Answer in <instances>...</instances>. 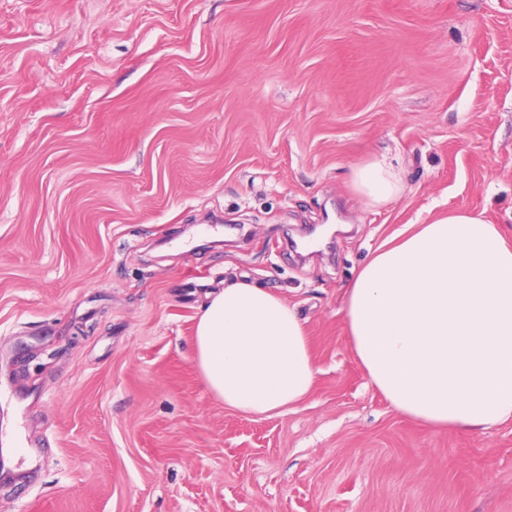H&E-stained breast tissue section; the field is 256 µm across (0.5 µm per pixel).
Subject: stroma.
Instances as JSON below:
<instances>
[{
  "label": "stroma",
  "mask_w": 512,
  "mask_h": 512,
  "mask_svg": "<svg viewBox=\"0 0 512 512\" xmlns=\"http://www.w3.org/2000/svg\"><path fill=\"white\" fill-rule=\"evenodd\" d=\"M385 159L383 208L351 190ZM512 230V0H0V512H512V421L432 429L342 316L382 244ZM282 297L319 374L270 417L192 361L225 283ZM351 190L365 204L382 207L395 200L402 191V183L385 161L369 159L352 170Z\"/></svg>",
  "instance_id": "obj_1"
}]
</instances>
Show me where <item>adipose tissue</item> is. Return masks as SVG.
Wrapping results in <instances>:
<instances>
[{
	"instance_id": "1",
	"label": "adipose tissue",
	"mask_w": 512,
	"mask_h": 512,
	"mask_svg": "<svg viewBox=\"0 0 512 512\" xmlns=\"http://www.w3.org/2000/svg\"><path fill=\"white\" fill-rule=\"evenodd\" d=\"M365 204L395 200L385 161L352 170ZM343 316L369 383L433 429L485 431L512 421V243L460 208L381 247L357 272ZM193 360L225 408L272 416L312 392L319 370L306 329L282 298L239 280L198 315Z\"/></svg>"
}]
</instances>
